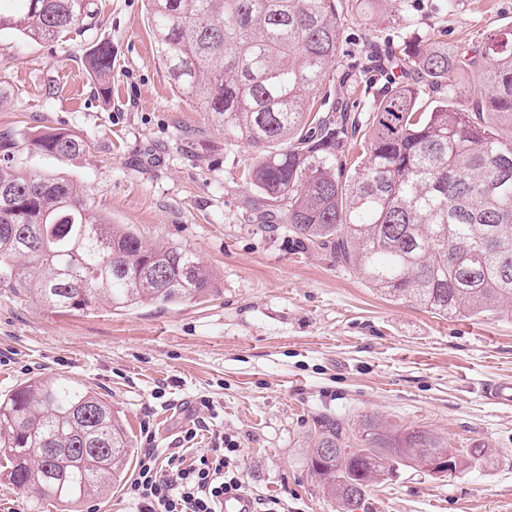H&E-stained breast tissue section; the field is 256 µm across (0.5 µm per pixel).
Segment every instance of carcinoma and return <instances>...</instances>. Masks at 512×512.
I'll use <instances>...</instances> for the list:
<instances>
[{"label": "carcinoma", "mask_w": 512, "mask_h": 512, "mask_svg": "<svg viewBox=\"0 0 512 512\" xmlns=\"http://www.w3.org/2000/svg\"><path fill=\"white\" fill-rule=\"evenodd\" d=\"M0 0V31L39 42L94 16L93 0ZM158 63L172 87L200 103L256 155L245 173L270 217L329 247L382 295L449 317L512 313V43L470 51L441 42L392 45L389 77L358 120L322 114L316 94L344 56L335 0H145ZM100 92L112 81V44L84 54ZM485 89L456 104V75ZM34 149L85 151L63 129L37 131ZM0 133V285L60 312L178 304L204 296L213 272L183 247L151 245L114 224L84 189L55 172L15 166ZM133 440L112 405L67 375L33 377L0 395V479L76 512L128 473ZM488 449L456 448L422 427L366 415L358 427L319 421L306 465L342 512L377 483L446 459V475Z\"/></svg>", "instance_id": "carcinoma-1"}]
</instances>
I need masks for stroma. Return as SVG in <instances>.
<instances>
[{"mask_svg": "<svg viewBox=\"0 0 512 512\" xmlns=\"http://www.w3.org/2000/svg\"><path fill=\"white\" fill-rule=\"evenodd\" d=\"M352 60L369 45L435 41L471 48L512 33V0H336ZM92 24L51 42L0 31V132L62 128L87 144L70 157L21 147L23 169L57 172L150 244L194 251L217 279L179 305L60 313L0 288V394L36 376L90 385L137 450L193 446L215 432L255 512H337L306 466L318 421L375 414L423 427L454 447L490 450L453 476L409 470L375 486L353 512H512V409L485 384L512 377V315L441 317L384 299L333 250L287 225L261 228L242 175L255 152L178 94L155 57L144 0H94ZM112 44V94L80 63ZM211 400L203 408L202 400Z\"/></svg>", "mask_w": 512, "mask_h": 512, "instance_id": "obj_1", "label": "stroma"}]
</instances>
